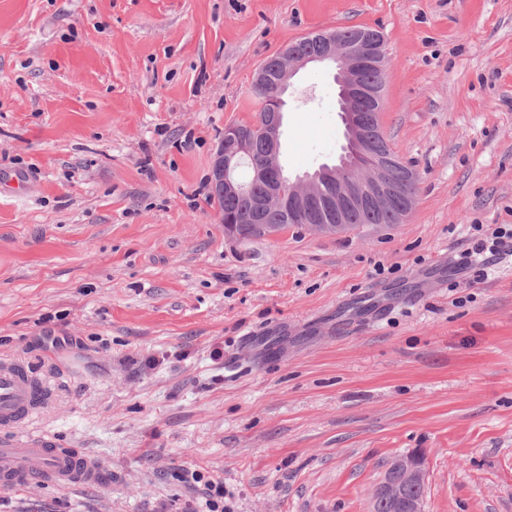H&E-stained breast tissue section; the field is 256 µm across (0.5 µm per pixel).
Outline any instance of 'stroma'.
Instances as JSON below:
<instances>
[{
  "label": "stroma",
  "instance_id": "obj_1",
  "mask_svg": "<svg viewBox=\"0 0 512 512\" xmlns=\"http://www.w3.org/2000/svg\"><path fill=\"white\" fill-rule=\"evenodd\" d=\"M382 32L405 223L225 237L208 177L254 74L310 32ZM336 85L301 71L289 175L334 163ZM512 0H0V360L24 422L111 470L0 512H371L419 450L427 512H512ZM223 346L224 357L211 350ZM380 148L384 151H387L393 157V160H394L393 175L397 179H403L406 169L409 166L405 165V162H403L402 158L394 150L392 144L385 137L380 142ZM419 180H420V178H419L418 172L415 169H413L412 167H409L407 170L405 183L407 185L417 184V183H419ZM474 230L476 232L482 233H480V237L477 238L474 250L472 249L470 252L468 251L466 253L469 256H473L474 254L482 255L486 252L494 254L507 243H510L511 245L512 228L507 229L505 227L499 226L489 232V229L483 230V224H476L474 225Z\"/></svg>",
  "mask_w": 512,
  "mask_h": 512
}]
</instances>
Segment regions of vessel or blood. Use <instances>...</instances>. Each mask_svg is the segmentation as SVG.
<instances>
[{"label":"vessel or blood","mask_w":512,"mask_h":512,"mask_svg":"<svg viewBox=\"0 0 512 512\" xmlns=\"http://www.w3.org/2000/svg\"><path fill=\"white\" fill-rule=\"evenodd\" d=\"M40 402L41 393L33 377L12 362H1L0 489H22L35 483L61 488L104 484L107 470L95 458L63 453L54 439L23 432V419Z\"/></svg>","instance_id":"1"}]
</instances>
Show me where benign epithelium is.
<instances>
[{
    "label": "benign epithelium",
    "instance_id": "benign-epithelium-1",
    "mask_svg": "<svg viewBox=\"0 0 512 512\" xmlns=\"http://www.w3.org/2000/svg\"><path fill=\"white\" fill-rule=\"evenodd\" d=\"M320 37L327 47L323 56L307 57L287 48L278 55L277 96L273 99L272 111L262 115L260 125L231 123L224 126L210 174L211 193L222 198L244 191L231 172L238 161L252 157L254 133L259 130L270 154L265 167L256 170L257 177L266 182L265 191L255 201L257 214L282 208L296 223L306 220L310 213L324 205L338 214L350 206H369L392 212L402 224L415 205L416 197L408 193L407 185L419 183L418 172L408 168L402 184L389 177L385 162L378 166L355 164L356 158L371 154L375 136L383 134L381 113L364 115L361 112L367 93L359 82L358 73L368 64L383 66L387 57L384 38L343 39L334 31L322 32ZM310 63H326L336 69L334 79L338 86L337 102L345 145L336 164H325L312 173L288 179L290 190L285 196L279 188L283 181L280 149L287 105L285 96L292 78ZM380 503L391 504L393 512H426V458L422 451H412L390 465L373 495V504Z\"/></svg>",
    "mask_w": 512,
    "mask_h": 512
}]
</instances>
